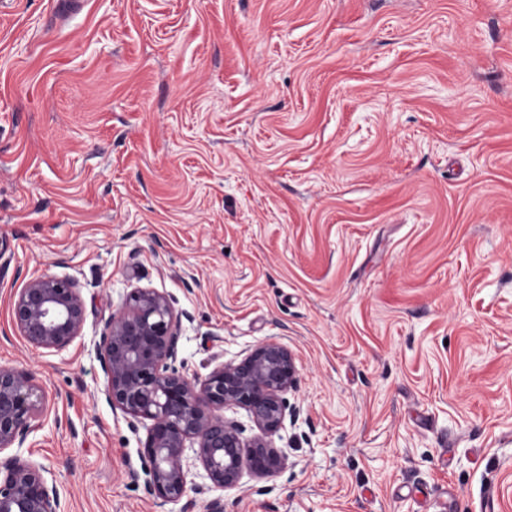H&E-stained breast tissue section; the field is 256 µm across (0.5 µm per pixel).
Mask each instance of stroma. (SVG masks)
I'll use <instances>...</instances> for the list:
<instances>
[{"mask_svg": "<svg viewBox=\"0 0 512 512\" xmlns=\"http://www.w3.org/2000/svg\"><path fill=\"white\" fill-rule=\"evenodd\" d=\"M77 282L32 346L12 297ZM135 287L188 376L267 340L288 466L224 512H512V0H13L0 13V365L61 512H180L95 344ZM13 322L37 348L61 351L81 335L84 303L71 279L42 276L26 283L12 302Z\"/></svg>", "mask_w": 512, "mask_h": 512, "instance_id": "35a3bbf8", "label": "stroma"}]
</instances>
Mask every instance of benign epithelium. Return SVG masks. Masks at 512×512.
Instances as JSON below:
<instances>
[{"mask_svg":"<svg viewBox=\"0 0 512 512\" xmlns=\"http://www.w3.org/2000/svg\"><path fill=\"white\" fill-rule=\"evenodd\" d=\"M12 318L33 346L65 349L84 323L78 284L56 276L27 282L12 302ZM178 341L179 317L169 296L134 288L104 326L96 351L112 408L146 429L141 457L147 491L161 506L181 501V512H193L188 492L232 488L245 471L264 477L288 464L271 437L285 420L299 418L300 409L286 399L297 387L298 370L288 347L270 340L238 361L217 364L202 380L190 379L175 366ZM44 403L32 373L0 366V453L23 447ZM232 408L245 410L258 434L244 437V425L224 416ZM187 447L197 449L207 483L188 484ZM44 472L18 454L0 459V512H60L59 491Z\"/></svg>","mask_w":512,"mask_h":512,"instance_id":"7a95c632","label":"benign epithelium"}]
</instances>
